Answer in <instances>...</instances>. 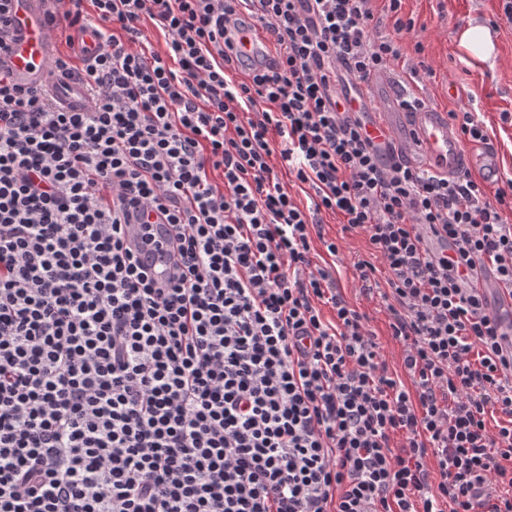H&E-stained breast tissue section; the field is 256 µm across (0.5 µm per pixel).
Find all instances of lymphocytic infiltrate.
Instances as JSON below:
<instances>
[{
    "instance_id": "lymphocytic-infiltrate-1",
    "label": "lymphocytic infiltrate",
    "mask_w": 512,
    "mask_h": 512,
    "mask_svg": "<svg viewBox=\"0 0 512 512\" xmlns=\"http://www.w3.org/2000/svg\"><path fill=\"white\" fill-rule=\"evenodd\" d=\"M372 2L53 0L104 47L55 61L86 109L0 74V512H512V351L467 279L512 294V178L370 151L336 67L389 69L412 29L386 0L374 35ZM250 18L267 63L235 53ZM148 23L165 55L139 51ZM131 210L166 220L164 286ZM324 212L365 235L363 289L386 270L405 378L312 262ZM150 222H155L151 223V230L154 235L152 246H144L142 244L141 223H137L134 217H131L129 224L125 226V234L130 245L133 248L136 245L143 269L154 278L156 282L160 283L166 279L169 271L168 268L173 261L172 249L163 226L159 225L163 224V217L153 212L150 217Z\"/></svg>"
}]
</instances>
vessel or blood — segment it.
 I'll use <instances>...</instances> for the list:
<instances>
[{"label":"vessel or blood","instance_id":"vessel-or-blood-1","mask_svg":"<svg viewBox=\"0 0 512 512\" xmlns=\"http://www.w3.org/2000/svg\"><path fill=\"white\" fill-rule=\"evenodd\" d=\"M48 8L49 0H6L0 7V29L6 33L0 42V72L18 85L41 89L51 81V65L59 47L49 30ZM237 50L242 59L259 60L270 53L271 44L262 27L251 25L241 33ZM338 98L343 112L361 125L371 150L381 161H399L451 179L473 170L481 171L488 181L500 174L494 151L468 148L458 126L436 105L405 109L384 74L346 80L338 88ZM151 220V245H143L137 221L129 222L125 234L130 245L137 247L144 270L161 282L173 261L172 249L162 216L152 214ZM474 283L491 298L490 311L504 333L502 345L511 349L512 298L501 292L491 270L478 271Z\"/></svg>","mask_w":512,"mask_h":512}]
</instances>
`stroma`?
<instances>
[{"label": "stroma", "instance_id": "obj_1", "mask_svg": "<svg viewBox=\"0 0 512 512\" xmlns=\"http://www.w3.org/2000/svg\"><path fill=\"white\" fill-rule=\"evenodd\" d=\"M399 18L412 21L411 31L398 34L401 57L393 64L407 86L445 111L476 113L487 135V143L499 156L502 178L512 177V123L503 113H512V25L501 17L500 0H404ZM489 25L496 34L497 53L484 62L461 50L458 31L469 20ZM462 95L449 99V86ZM322 233L336 240L337 255H328L314 243V263L336 268V288L344 300L367 317L380 352L391 371H400L402 344L389 329V315L381 299L367 296L352 274V264L367 257L362 235L346 231L340 217L323 218Z\"/></svg>", "mask_w": 512, "mask_h": 512}]
</instances>
